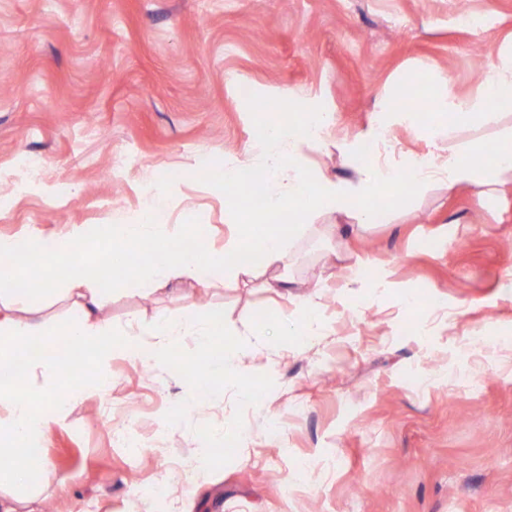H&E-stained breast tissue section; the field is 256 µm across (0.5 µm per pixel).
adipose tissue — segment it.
<instances>
[{
  "label": "adipose tissue",
  "mask_w": 512,
  "mask_h": 512,
  "mask_svg": "<svg viewBox=\"0 0 512 512\" xmlns=\"http://www.w3.org/2000/svg\"><path fill=\"white\" fill-rule=\"evenodd\" d=\"M438 106L451 114L458 129L495 128L501 122L500 113L458 99L450 91L439 98ZM315 143L302 123L263 129L256 148L274 191L262 212L244 214L242 204L231 200L226 213L234 218L244 214L249 223L259 224L269 213L293 218L336 212L353 226L368 228L390 221L389 211L370 207V199L383 190L397 189L400 183L417 189L475 186L480 198L490 199L499 194L504 175L512 176V149L500 153L491 172L484 173L473 163L474 147L442 145L419 164L402 170L376 158L358 165L350 181L324 173L312 179L301 167L299 153ZM165 210L161 198L153 195L144 210L113 224L93 228L76 224L64 237L32 236L22 246L0 238L2 255L38 254L67 267L65 274L41 279L20 271L0 276V512H41V498L28 488L32 472L54 469L51 458L39 451L42 439L62 425L70 400L88 396L102 400L112 392V325L100 315L101 285L111 275L158 293L183 283L221 288L261 270L271 275L267 287H285L282 271L292 260L288 236L265 233L260 242L262 261L256 267L241 261L243 245L238 237L227 240L219 251L177 247L178 233L166 223ZM160 242L166 248L148 267L126 251L130 245L153 247ZM57 291L71 299L72 307L63 325L52 326L38 300ZM59 336L66 338L70 349L95 356L91 371H71L66 394L55 384L63 374L55 343Z\"/></svg>",
  "instance_id": "ef3b65f1"
}]
</instances>
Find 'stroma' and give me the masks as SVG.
Returning a JSON list of instances; mask_svg holds the SVG:
<instances>
[{"mask_svg":"<svg viewBox=\"0 0 512 512\" xmlns=\"http://www.w3.org/2000/svg\"><path fill=\"white\" fill-rule=\"evenodd\" d=\"M461 13L490 24L475 34L457 25ZM396 15L407 28L393 26ZM476 41L487 66L512 55V0H0V72L14 77L0 94V183L29 185L0 194V237L110 224L154 191L169 223L187 225L183 243L222 247L238 231L225 198L251 203L219 179L261 128L256 100L286 99L291 123L331 113L330 139L300 162L349 180L336 141L370 126L405 74L419 73L422 98L483 101ZM511 134L509 111L497 128L453 140L490 159ZM434 136L426 114L411 112L394 143L399 156L422 155ZM383 203L392 223L335 239L364 262L363 288L339 273L321 280L326 242L315 229L295 241L279 295L255 284L170 294L106 284L102 313L121 330L133 315L144 331L163 313L224 311L246 342L242 373L274 386L245 408L233 460L209 472L195 429L228 428L235 393L190 402L177 373L115 349L111 395L71 404L45 438L55 473L35 479L43 497L58 512H512V293L501 283L512 191L482 201L405 187ZM311 292L322 335L300 351L292 336L257 335L273 321L299 324L295 298ZM464 372L482 378L478 392L455 384ZM183 401L185 422L167 425ZM127 426L148 447L117 441Z\"/></svg>","mask_w":512,"mask_h":512,"instance_id":"1","label":"stroma"}]
</instances>
